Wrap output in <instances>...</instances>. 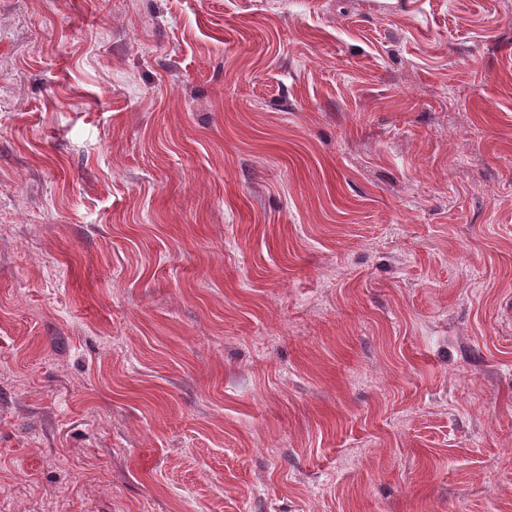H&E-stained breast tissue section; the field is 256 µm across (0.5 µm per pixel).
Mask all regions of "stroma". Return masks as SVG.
Instances as JSON below:
<instances>
[{
	"mask_svg": "<svg viewBox=\"0 0 512 512\" xmlns=\"http://www.w3.org/2000/svg\"><path fill=\"white\" fill-rule=\"evenodd\" d=\"M0 512H512V0H0Z\"/></svg>",
	"mask_w": 512,
	"mask_h": 512,
	"instance_id": "1",
	"label": "stroma"
}]
</instances>
